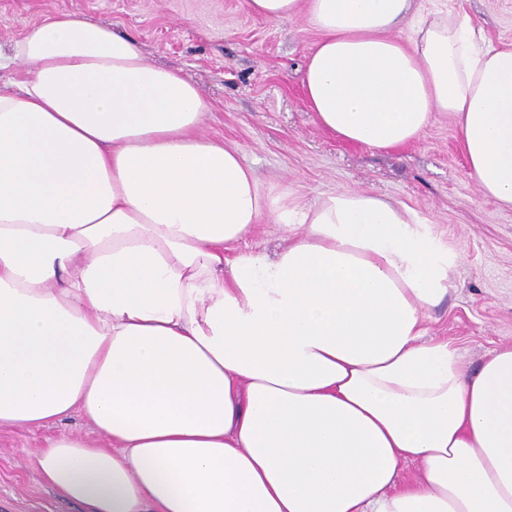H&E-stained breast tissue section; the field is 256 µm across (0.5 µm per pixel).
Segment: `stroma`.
<instances>
[{
	"instance_id": "stroma-1",
	"label": "stroma",
	"mask_w": 512,
	"mask_h": 512,
	"mask_svg": "<svg viewBox=\"0 0 512 512\" xmlns=\"http://www.w3.org/2000/svg\"><path fill=\"white\" fill-rule=\"evenodd\" d=\"M492 42L512 41V0H449ZM131 36L146 61L180 70L208 104L205 135L238 150L265 186L310 198L369 190L406 205L438 243L463 260L449 293L426 321V337L455 347L477 369L512 344V210L481 197L454 119L435 113L424 137L393 150L346 143L316 122L302 71L317 39L301 21L272 22L245 0H0V42L58 12ZM98 441L81 414L44 427L0 431V512H82L43 485L36 460L47 439Z\"/></svg>"
}]
</instances>
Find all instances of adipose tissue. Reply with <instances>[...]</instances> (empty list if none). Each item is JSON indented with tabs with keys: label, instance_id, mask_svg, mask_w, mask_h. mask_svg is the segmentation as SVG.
I'll return each instance as SVG.
<instances>
[{
	"label": "adipose tissue",
	"instance_id": "obj_1",
	"mask_svg": "<svg viewBox=\"0 0 512 512\" xmlns=\"http://www.w3.org/2000/svg\"><path fill=\"white\" fill-rule=\"evenodd\" d=\"M319 38L302 86L345 142L451 115L512 209V42L435 0H248ZM0 428L80 413L42 481L83 512H512V344L470 370L425 319L456 255L367 190L265 189L136 42L58 13L0 43ZM287 241L238 250L261 219ZM420 472L404 477L403 466Z\"/></svg>",
	"mask_w": 512,
	"mask_h": 512
}]
</instances>
